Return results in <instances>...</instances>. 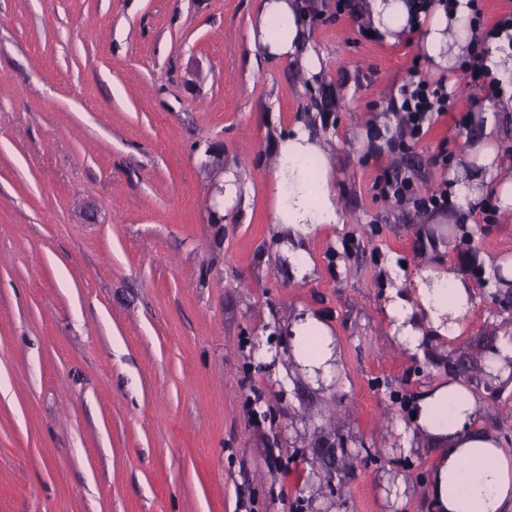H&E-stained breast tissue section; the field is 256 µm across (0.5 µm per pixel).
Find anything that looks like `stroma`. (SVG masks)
<instances>
[{
	"label": "stroma",
	"instance_id": "35a3bbf8",
	"mask_svg": "<svg viewBox=\"0 0 512 512\" xmlns=\"http://www.w3.org/2000/svg\"><path fill=\"white\" fill-rule=\"evenodd\" d=\"M260 4L0 0V512H433L435 445L403 454L396 426L450 372L512 450V384L475 378L512 334V286L484 275L512 259V210L464 225L373 190L464 168L482 92L453 73L447 114L391 154L374 138L396 129L402 80L442 73L418 37L370 41L326 11L304 25L322 55L309 79L254 48ZM299 121L326 138L340 209L302 238L315 269L300 281L271 249L274 145ZM209 154L238 185L220 224ZM439 260L477 306L419 355L389 334L388 267ZM301 312L331 327L339 372L287 390L255 352L272 339L287 362Z\"/></svg>",
	"mask_w": 512,
	"mask_h": 512
}]
</instances>
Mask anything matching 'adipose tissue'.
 <instances>
[{
	"label": "adipose tissue",
	"mask_w": 512,
	"mask_h": 512,
	"mask_svg": "<svg viewBox=\"0 0 512 512\" xmlns=\"http://www.w3.org/2000/svg\"><path fill=\"white\" fill-rule=\"evenodd\" d=\"M408 0H363L361 10L386 40L408 29ZM418 31L427 57L439 67H454L471 46L474 36L469 0H456L452 10L434 6L421 19ZM253 45L277 60L299 55L308 74L321 70L317 53L304 46L302 19L293 0H263L251 28ZM483 137L469 149L477 170L453 186L460 223L471 221L481 205L483 171L496 159L494 110L486 108ZM272 213L276 226L274 253L287 258L297 278L312 274L314 263L299 243L302 235L323 224L339 221L328 158L322 143L305 123L285 131L275 145ZM393 287L385 291V314L391 334L416 352L435 339L452 341L461 336L476 307L469 281L453 267L441 264L415 270L412 286L401 289L403 273L391 269ZM290 353L300 375L315 382L332 380L339 351L330 327L312 313L294 319L286 329ZM482 402L460 378L448 376L418 394L409 419L397 428L403 438L422 435L439 445L428 492L435 512H506L512 506V450L478 429L475 419Z\"/></svg>",
	"instance_id": "obj_1"
}]
</instances>
